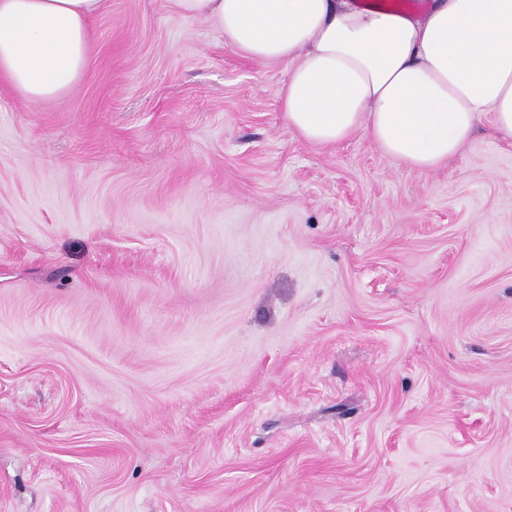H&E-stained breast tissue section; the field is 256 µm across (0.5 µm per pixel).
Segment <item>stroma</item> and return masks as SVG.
Here are the masks:
<instances>
[{
    "label": "stroma",
    "instance_id": "stroma-1",
    "mask_svg": "<svg viewBox=\"0 0 512 512\" xmlns=\"http://www.w3.org/2000/svg\"><path fill=\"white\" fill-rule=\"evenodd\" d=\"M0 81V512H512V140L411 170L106 0Z\"/></svg>",
    "mask_w": 512,
    "mask_h": 512
}]
</instances>
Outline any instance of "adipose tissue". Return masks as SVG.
<instances>
[{
  "label": "adipose tissue",
  "instance_id": "1",
  "mask_svg": "<svg viewBox=\"0 0 512 512\" xmlns=\"http://www.w3.org/2000/svg\"><path fill=\"white\" fill-rule=\"evenodd\" d=\"M245 58L285 66L289 127L313 144L367 134L410 169L457 155L484 116L512 139V0H173ZM105 0H0V78L30 101L69 92L87 68Z\"/></svg>",
  "mask_w": 512,
  "mask_h": 512
}]
</instances>
